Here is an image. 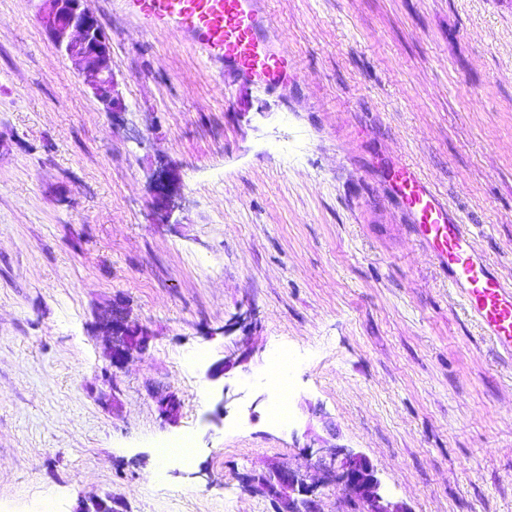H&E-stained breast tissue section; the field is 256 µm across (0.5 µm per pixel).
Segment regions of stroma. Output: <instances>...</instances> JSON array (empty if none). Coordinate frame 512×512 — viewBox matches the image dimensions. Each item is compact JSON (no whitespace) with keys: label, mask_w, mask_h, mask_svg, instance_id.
Here are the masks:
<instances>
[{"label":"stroma","mask_w":512,"mask_h":512,"mask_svg":"<svg viewBox=\"0 0 512 512\" xmlns=\"http://www.w3.org/2000/svg\"><path fill=\"white\" fill-rule=\"evenodd\" d=\"M87 5L115 115L40 0H0V512H275L242 476L312 470L332 444L410 512H512V359L386 182L413 164L512 283V0H268L299 75L276 89ZM116 300L152 334L118 369L99 324ZM279 351L297 361L282 424ZM184 437L191 465L158 460Z\"/></svg>","instance_id":"35a3bbf8"}]
</instances>
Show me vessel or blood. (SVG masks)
Returning <instances> with one entry per match:
<instances>
[{"label":"vessel or blood","instance_id":"b4317fda","mask_svg":"<svg viewBox=\"0 0 512 512\" xmlns=\"http://www.w3.org/2000/svg\"><path fill=\"white\" fill-rule=\"evenodd\" d=\"M147 26L177 28L208 58L242 84L286 87L294 79L292 55L275 44L267 0H124ZM389 188L409 211L413 233L499 351L512 355V284L477 248L471 231L413 166L397 158Z\"/></svg>","mask_w":512,"mask_h":512}]
</instances>
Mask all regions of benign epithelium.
Here are the masks:
<instances>
[{"instance_id": "1", "label": "benign epithelium", "mask_w": 512, "mask_h": 512, "mask_svg": "<svg viewBox=\"0 0 512 512\" xmlns=\"http://www.w3.org/2000/svg\"><path fill=\"white\" fill-rule=\"evenodd\" d=\"M39 21L72 68L91 78L94 95L106 111H117L120 103L112 72L110 42L86 0H43ZM155 189L156 204L160 210L170 212L174 207V198L170 194L168 181L156 180ZM110 315V322L105 324L108 355L112 366L119 368L133 355L147 348L151 334L143 325L135 330L128 327L126 309L121 303L112 305ZM316 454L323 478L339 481L359 512H410L405 505L381 496L375 468L367 457L336 446H321L316 449ZM246 484L256 492L268 489L279 492L281 507L278 512H320L314 495L315 486L309 483L308 474L287 465L273 468L259 485L249 479ZM79 510L124 512L122 503L112 497L98 498L81 505Z\"/></svg>"}]
</instances>
